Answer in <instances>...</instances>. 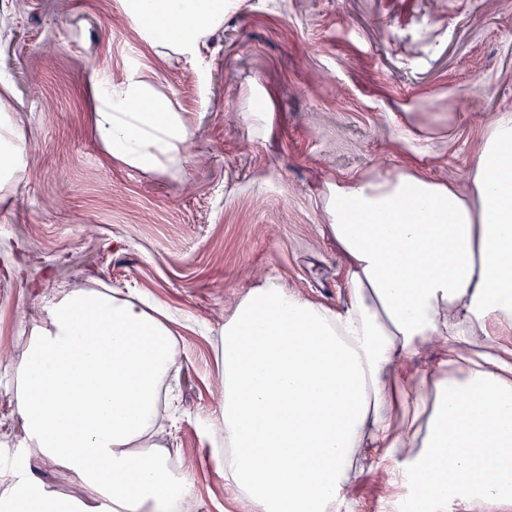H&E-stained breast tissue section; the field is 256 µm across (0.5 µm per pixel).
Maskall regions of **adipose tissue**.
I'll return each instance as SVG.
<instances>
[{
    "label": "adipose tissue",
    "mask_w": 512,
    "mask_h": 512,
    "mask_svg": "<svg viewBox=\"0 0 512 512\" xmlns=\"http://www.w3.org/2000/svg\"><path fill=\"white\" fill-rule=\"evenodd\" d=\"M142 46L199 65L230 0H118ZM150 64L87 76L92 129L131 169H175L189 131ZM324 235L346 274L337 307L275 281L224 322L210 460L244 512H341L372 472L421 512H512V112L489 124L468 192L401 171L337 183ZM173 318L144 298L47 300L14 368L23 445L105 493L112 512H180L188 477L154 443ZM434 364L411 371L428 344ZM8 512H80L35 481Z\"/></svg>",
    "instance_id": "adipose-tissue-1"
}]
</instances>
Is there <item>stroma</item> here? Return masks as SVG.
I'll return each instance as SVG.
<instances>
[{
	"instance_id": "1",
	"label": "stroma",
	"mask_w": 512,
	"mask_h": 512,
	"mask_svg": "<svg viewBox=\"0 0 512 512\" xmlns=\"http://www.w3.org/2000/svg\"><path fill=\"white\" fill-rule=\"evenodd\" d=\"M134 28L117 0H0V78L25 130L0 185V479L77 493L22 446L13 366L45 298L111 288L176 319L158 441L195 479L185 512H241L208 460L225 316L272 278L342 301L330 184L412 168L468 191L484 132L512 111V0H235L202 65L157 71L190 131L175 175L107 161L90 128L85 75L119 81Z\"/></svg>"
}]
</instances>
